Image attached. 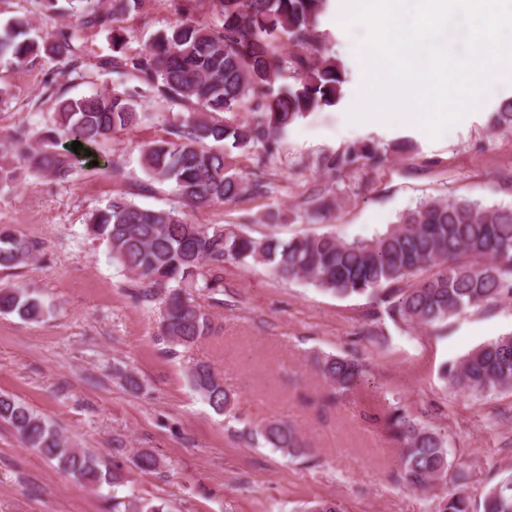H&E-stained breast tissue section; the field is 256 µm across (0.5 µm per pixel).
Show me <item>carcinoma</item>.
I'll return each instance as SVG.
<instances>
[{
  "mask_svg": "<svg viewBox=\"0 0 512 512\" xmlns=\"http://www.w3.org/2000/svg\"><path fill=\"white\" fill-rule=\"evenodd\" d=\"M66 2L81 25L111 35L112 54L99 58L97 70L130 77L136 85L91 81L79 97L50 93L39 100L10 135L5 151L10 159L0 160V192L13 187L21 163L58 184L85 170L119 177L124 162L105 152V145L146 121L163 123L167 136L142 143L139 164L148 179L172 183V203L148 208L115 195L88 213L86 227L105 243L137 299L162 300L158 335L169 345L191 348L209 334L210 313L196 296L224 292L227 261L261 265L283 281L302 280L325 293L366 296L372 315L381 312L397 326L424 330L443 329L451 318L512 301V204L432 197L383 233L351 241L332 231L283 238L274 212L263 217L268 232L260 238L246 224H196L188 218L190 211L272 192L264 178L243 176L236 156L255 155L257 169L274 164L279 143L298 119L340 100L344 65L332 54H318L320 19L330 0H180L178 18L134 53L126 51L130 33L121 23L145 0ZM31 28L24 17L0 27V65L19 67L44 57L62 77L83 76V49L70 28L40 41L30 37ZM285 38L298 51L282 52ZM151 102L164 104L170 113L148 111ZM245 105L248 119L240 115ZM492 125L512 130V100L493 113ZM74 141L83 144L77 154L71 150ZM386 159L387 151L373 144L353 143L317 158L315 167L336 171ZM299 209L306 223L321 224L331 219L336 200L318 192L299 202ZM35 251L34 243L0 228V268H15ZM0 313L37 321L45 305L21 288H1ZM315 365L331 401L367 381V365L354 357L317 355ZM444 376L452 389L470 395L512 390V333L474 349L444 369ZM190 381L214 411L232 410L234 397L210 364L197 363ZM0 421L25 447L91 487L116 490L127 482L120 465L104 468L93 454L70 447L45 417L14 396L0 394ZM382 421L401 444L402 482L424 496L444 489L434 496L430 512H512V474L485 488L477 501L460 484L467 476L442 428L397 402L388 404ZM255 436L288 458L305 453L295 429L282 420L267 422ZM134 464L151 473L161 460L142 451ZM450 475L458 483L452 491L447 490ZM112 512L169 510L160 499L114 494Z\"/></svg>",
  "mask_w": 512,
  "mask_h": 512,
  "instance_id": "cac0c4a2",
  "label": "carcinoma"
}]
</instances>
